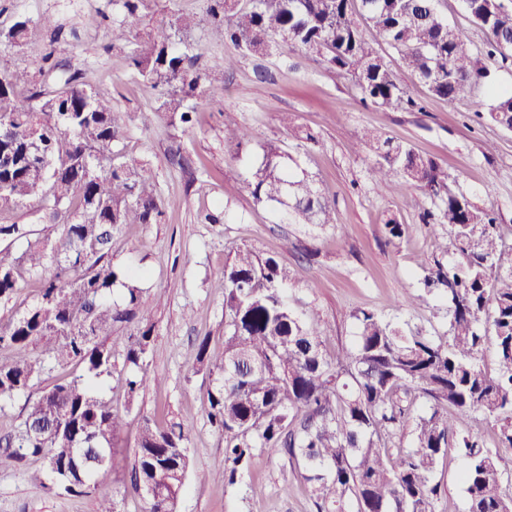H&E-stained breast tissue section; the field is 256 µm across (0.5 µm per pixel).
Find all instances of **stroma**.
Masks as SVG:
<instances>
[{
  "mask_svg": "<svg viewBox=\"0 0 512 512\" xmlns=\"http://www.w3.org/2000/svg\"><path fill=\"white\" fill-rule=\"evenodd\" d=\"M207 6L208 0H149L137 27L148 32L181 12L200 20L187 40L202 68L223 73L224 85L197 99L195 124L187 128L161 108L168 87L143 83L129 50L108 49L106 28L85 25V17L99 11L122 21L119 0H0V30L21 15L36 23L24 51L0 47V71L35 68L54 28H61L71 44L65 56L70 69L127 116L117 145L121 160L144 165L159 200L179 202L166 209L160 223L125 225L112 250L114 266L141 270L142 313L155 325L147 371L160 383L127 398L130 370L123 355H116L111 376L100 384L104 397L124 411L121 448L111 470L81 496L32 484L29 461L0 470V512H95L105 500L115 512H142L127 477L146 415L162 427L179 423L189 436L190 467L177 512H316L303 467L282 449H256L234 481L221 479L224 438L207 419L211 379L197 360V343L207 335L213 351L224 349V265L244 246L263 257H282L288 302L295 312L321 322L329 356L351 348L358 332L355 315L362 310L411 330L447 335L446 295L422 284L425 269L449 260L435 250L421 221L434 201L412 187L394 194L377 189L370 177L377 156L356 145L363 129L435 161L448 176V192L493 210L506 245H512V130L489 116L491 90L512 89V57L486 54V35L461 0H440L439 9L469 40L484 74L468 99L451 103L432 97L397 51L372 43L423 104L420 112L364 101L350 76L285 44L270 55L239 56L211 37ZM284 113L293 127L281 124ZM229 117L251 133L248 145L226 140ZM269 144L328 197L335 223L287 224L275 205L253 198L247 178ZM176 153L184 165L171 163ZM392 220L406 227L393 241L386 232ZM462 466L452 448L440 459L435 512H465Z\"/></svg>",
  "mask_w": 512,
  "mask_h": 512,
  "instance_id": "stroma-1",
  "label": "stroma"
}]
</instances>
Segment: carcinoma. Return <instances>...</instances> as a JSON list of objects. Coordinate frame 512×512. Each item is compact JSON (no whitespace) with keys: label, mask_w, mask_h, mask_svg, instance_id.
I'll return each mask as SVG.
<instances>
[{"label":"carcinoma","mask_w":512,"mask_h":512,"mask_svg":"<svg viewBox=\"0 0 512 512\" xmlns=\"http://www.w3.org/2000/svg\"><path fill=\"white\" fill-rule=\"evenodd\" d=\"M213 35L242 57L267 55L280 44L314 62L349 74L363 99L373 104L421 111L397 75L364 35L402 56L405 68L428 93L448 101L467 98L480 83L470 44L441 18L437 0H209ZM470 17L486 33L490 55L512 53V11L489 0H463ZM196 25L189 14L172 15L165 26L137 42L130 58L142 81L167 85L163 103L180 121H194L189 100L198 91L223 87L224 77L197 70L198 55L177 39ZM32 20L18 18L0 34L4 46L22 51ZM131 43L130 30L112 26L108 47ZM55 48L41 58L37 73L0 72V211L45 195L53 236H37L24 224H0V237L25 242L21 255L0 256V300L10 299L24 275L41 286L23 311L0 318V399L30 391L46 370V359L73 363L82 374L45 388L28 404L18 434L5 439L0 469L27 459L40 462L31 479L62 495L90 492L100 470L112 466L123 415L99 392L112 374L116 346L125 365L138 374L126 379L127 397L159 384L144 363L154 334L141 321L137 272L115 269L107 257L124 224H154L164 203L145 169L118 161L113 151L126 126L112 103L78 81ZM491 118L512 129V91L492 93ZM360 143L378 160L374 184L396 193L414 186L440 196L446 178L437 165L414 150L364 131ZM400 172L403 182L390 180ZM258 202L281 206L290 224H334L328 200L307 179L290 171L278 148L269 145L247 180ZM434 236L448 226L453 246L448 265L425 271L427 288L444 287L448 335L405 332L373 311H361L352 349L329 359L324 329L304 319L284 295L282 260L238 249L224 269V351L212 356L209 337L197 344V360L213 377L207 417L224 434V472L233 480L257 448H281L304 468L318 512H434V475L450 438L465 461L466 512H512L504 492L502 456L512 451V248L505 247L492 213L476 208L464 194L448 195L437 211L423 214ZM124 301H112L114 287ZM135 332L118 339L117 328ZM492 342L495 373L479 355ZM46 342L47 358L33 354ZM424 402L414 417L411 446L393 453L382 446L395 427ZM492 424V450L461 430L473 415ZM189 437L173 423L163 429L149 418L135 442L129 471L132 490L144 512H176L189 467ZM165 487L144 494L143 485Z\"/></svg>","instance_id":"obj_1"}]
</instances>
